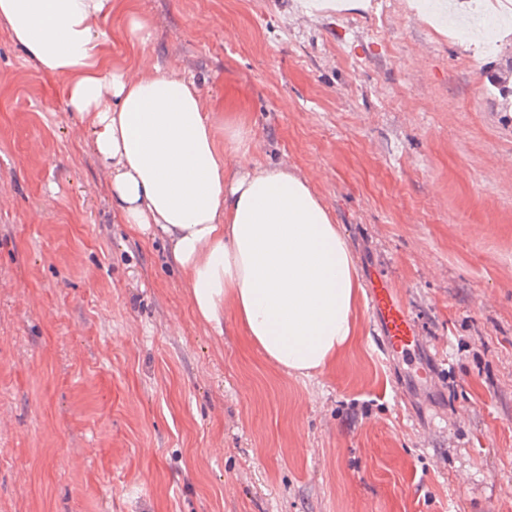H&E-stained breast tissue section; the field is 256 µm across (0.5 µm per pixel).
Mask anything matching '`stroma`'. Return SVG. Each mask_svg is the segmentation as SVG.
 Masks as SVG:
<instances>
[{
  "label": "stroma",
  "instance_id": "stroma-1",
  "mask_svg": "<svg viewBox=\"0 0 512 512\" xmlns=\"http://www.w3.org/2000/svg\"><path fill=\"white\" fill-rule=\"evenodd\" d=\"M132 0L114 65L191 75L247 154L306 177L362 286L386 280L432 375L357 340L302 376L232 310L199 320L164 237L0 22V512H512V27L480 40L407 0Z\"/></svg>",
  "mask_w": 512,
  "mask_h": 512
}]
</instances>
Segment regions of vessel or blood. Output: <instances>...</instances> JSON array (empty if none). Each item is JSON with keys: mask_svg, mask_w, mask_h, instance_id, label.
<instances>
[{"mask_svg": "<svg viewBox=\"0 0 512 512\" xmlns=\"http://www.w3.org/2000/svg\"><path fill=\"white\" fill-rule=\"evenodd\" d=\"M370 306L372 317L379 323L382 334L380 345L386 354L406 359L420 356V340L405 307L396 292L381 279L371 284Z\"/></svg>", "mask_w": 512, "mask_h": 512, "instance_id": "b4317fda", "label": "vessel or blood"}]
</instances>
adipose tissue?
Returning <instances> with one entry per match:
<instances>
[{
    "instance_id": "adipose-tissue-1",
    "label": "adipose tissue",
    "mask_w": 512,
    "mask_h": 512,
    "mask_svg": "<svg viewBox=\"0 0 512 512\" xmlns=\"http://www.w3.org/2000/svg\"><path fill=\"white\" fill-rule=\"evenodd\" d=\"M122 15L132 43L151 37L130 0H0V21L41 70L69 78L67 105L109 174L122 223L155 225L189 288L193 312L221 327L232 308L277 367L324 368L355 340L356 259L307 179L276 166L229 167L244 126L217 143L192 78L108 64L96 25Z\"/></svg>"
}]
</instances>
